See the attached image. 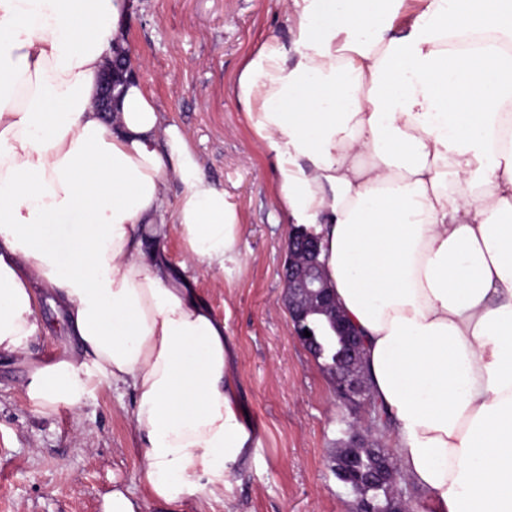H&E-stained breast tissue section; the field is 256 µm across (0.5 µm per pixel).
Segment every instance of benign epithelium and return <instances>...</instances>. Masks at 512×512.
I'll return each mask as SVG.
<instances>
[{"label":"benign epithelium","instance_id":"benign-epithelium-1","mask_svg":"<svg viewBox=\"0 0 512 512\" xmlns=\"http://www.w3.org/2000/svg\"><path fill=\"white\" fill-rule=\"evenodd\" d=\"M125 73L133 74L135 70L131 61H126L117 73L108 72L100 84L97 107L99 111H112V89L116 77ZM317 239L297 237L288 244V260L286 275L285 303L288 308L293 334L297 340H302L301 325L304 319L313 311L326 316L330 321H336V302L332 299L330 286L323 276L324 263L319 260ZM336 397L351 412L355 413L354 420L342 439L346 452L341 457L330 456V468L338 473L339 481L351 495L350 512H375V507L367 495L365 487L372 483L391 482L393 479L394 459L392 450L374 448L380 459L377 470L351 477L353 468L349 448L369 447L368 435L362 429V418L356 415V410L367 400V387L364 381L360 342L357 333L347 340V353L341 363L328 370Z\"/></svg>","mask_w":512,"mask_h":512}]
</instances>
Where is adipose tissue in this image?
Listing matches in <instances>:
<instances>
[{
	"mask_svg": "<svg viewBox=\"0 0 512 512\" xmlns=\"http://www.w3.org/2000/svg\"><path fill=\"white\" fill-rule=\"evenodd\" d=\"M126 0H0V351L52 292L73 342L32 410L131 388L150 497L220 504L252 448L223 320L145 240L224 268L240 221L140 82ZM231 88L313 227L370 396L432 512H512V0H283ZM183 186L170 198L169 183ZM124 73H129V75L135 73L139 78V74L131 66V58L123 64L118 74L113 73L111 66V70L105 75L103 81L100 84L99 95L97 99V107L100 112H112V89L114 86L113 81L116 77H122Z\"/></svg>",
	"mask_w": 512,
	"mask_h": 512,
	"instance_id": "1",
	"label": "adipose tissue"
}]
</instances>
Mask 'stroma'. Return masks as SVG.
Returning a JSON list of instances; mask_svg holds the SVG:
<instances>
[{
	"label": "stroma",
	"instance_id": "obj_1",
	"mask_svg": "<svg viewBox=\"0 0 512 512\" xmlns=\"http://www.w3.org/2000/svg\"><path fill=\"white\" fill-rule=\"evenodd\" d=\"M129 4V47L147 93L186 132L241 222L239 255L222 272L186 262L177 231L159 243L172 265H185L236 346L237 393L256 446L225 502L230 512H349L329 467L347 413L321 361L291 334L281 298L293 226L277 200L273 161L229 94L261 38H288L282 0ZM36 309L47 333L27 353H0V512H104L115 489L143 501L142 512H187L146 497L130 390L99 386L79 408L32 412L25 387L35 367L71 343L49 295L37 293Z\"/></svg>",
	"mask_w": 512,
	"mask_h": 512
}]
</instances>
